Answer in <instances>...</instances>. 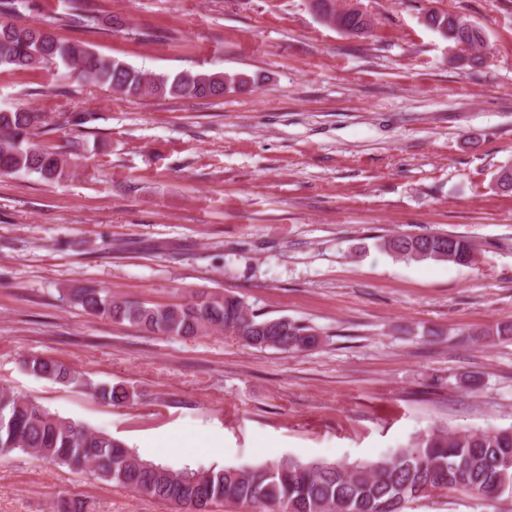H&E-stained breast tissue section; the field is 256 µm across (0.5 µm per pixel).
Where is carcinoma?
<instances>
[{"label":"carcinoma","instance_id":"1","mask_svg":"<svg viewBox=\"0 0 512 512\" xmlns=\"http://www.w3.org/2000/svg\"><path fill=\"white\" fill-rule=\"evenodd\" d=\"M23 2L0 0V66L30 70L61 65L87 82L129 98H219L226 82L232 90L259 82L244 74L138 70L85 42L57 38L49 24L15 23L12 16ZM64 22L90 30L99 26L100 17L85 8V0H69ZM427 22L469 57L467 65L482 64L481 27L447 13H432ZM42 118V113L29 108L0 110V174L23 172L53 181L69 172L63 153L35 140ZM381 247L406 261L476 263L474 245L449 234H398L383 240ZM70 300L89 313L163 335L189 337L218 329L248 347L282 352L307 351L319 344L313 328L295 321L278 329L265 327L269 319L249 312L232 295L147 306L102 289L77 288ZM24 364L37 377L87 385L74 369L50 357L32 356ZM93 392L110 402L129 398L122 386L96 385ZM17 450L75 469L91 468L98 479L167 501L179 512H209L207 506L216 502L253 506L260 512H404L409 501L444 489L478 500L512 498V426L433 430L390 456L365 464L290 459L175 471L140 458L105 432L61 418L1 388L0 457Z\"/></svg>","mask_w":512,"mask_h":512}]
</instances>
